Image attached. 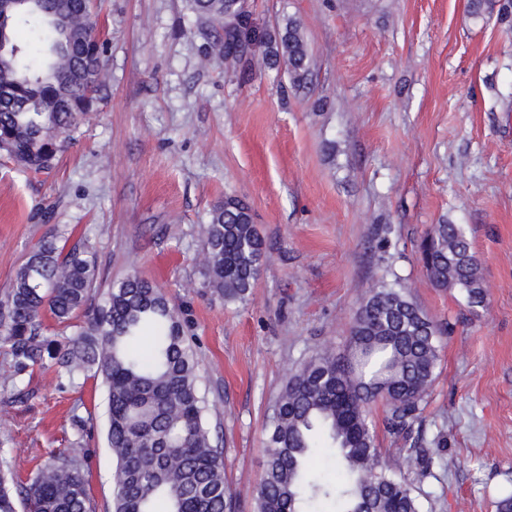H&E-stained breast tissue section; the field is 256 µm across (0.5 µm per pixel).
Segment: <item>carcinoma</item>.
Listing matches in <instances>:
<instances>
[{
	"label": "carcinoma",
	"instance_id": "cac0c4a2",
	"mask_svg": "<svg viewBox=\"0 0 512 512\" xmlns=\"http://www.w3.org/2000/svg\"><path fill=\"white\" fill-rule=\"evenodd\" d=\"M237 0H192L197 24L216 32L208 56L231 65L239 54L229 14ZM0 157L27 175L51 171L68 132L88 112L104 78V43L89 0H32L0 18ZM244 41L288 66L292 84L307 83L308 54L299 25ZM55 225L33 247L0 299V348L11 362L0 374L25 397V376L50 365L74 385L101 382L112 450V512H236L224 457L207 419L195 350L177 306L131 271L98 296L100 271L86 242L62 244ZM204 280L226 302H244L264 258L249 204L235 196L210 212L202 229ZM432 281L455 288L473 308L483 304L479 264L464 227L437 224L423 245ZM61 332L50 335L45 319ZM444 329L401 288L369 290L350 328L349 350L325 346L289 371L269 418L266 460L255 512H309L329 500L336 512H423L409 473L381 460L371 406L386 407V425L408 440L435 379ZM326 437L339 464L333 483L310 466ZM82 448L40 466L25 483L0 449V512H91ZM407 462L433 454L399 449Z\"/></svg>",
	"mask_w": 512,
	"mask_h": 512
}]
</instances>
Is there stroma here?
Wrapping results in <instances>:
<instances>
[{"mask_svg": "<svg viewBox=\"0 0 512 512\" xmlns=\"http://www.w3.org/2000/svg\"><path fill=\"white\" fill-rule=\"evenodd\" d=\"M248 0L276 32L295 19L310 75L248 46L236 67L187 41L189 0H95L105 80L58 164H0V295L51 225L87 241L106 280L130 270L181 309L238 512H254L266 424L290 368L348 345L369 288L398 279L450 324L412 437L439 451L413 466L431 512H496L512 489V0ZM245 199L267 250L248 300L202 287L201 226ZM465 227L485 286L471 309L437 287L420 244ZM27 402L0 380V447L28 478L67 452L71 416L93 512H112V451L99 381L37 369Z\"/></svg>", "mask_w": 512, "mask_h": 512, "instance_id": "stroma-1", "label": "stroma"}]
</instances>
